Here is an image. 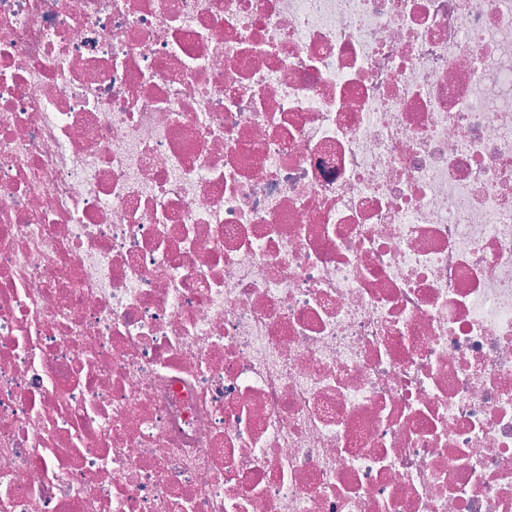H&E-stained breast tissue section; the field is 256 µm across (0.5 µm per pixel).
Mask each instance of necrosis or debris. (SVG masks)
Returning <instances> with one entry per match:
<instances>
[{
	"mask_svg": "<svg viewBox=\"0 0 512 512\" xmlns=\"http://www.w3.org/2000/svg\"><path fill=\"white\" fill-rule=\"evenodd\" d=\"M0 512H512V0H0Z\"/></svg>",
	"mask_w": 512,
	"mask_h": 512,
	"instance_id": "1",
	"label": "necrosis or debris"
}]
</instances>
